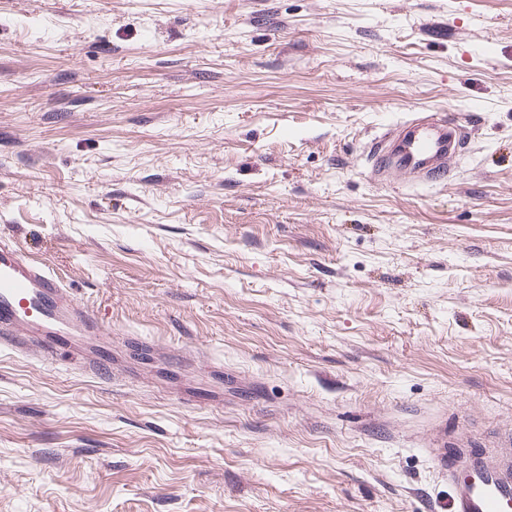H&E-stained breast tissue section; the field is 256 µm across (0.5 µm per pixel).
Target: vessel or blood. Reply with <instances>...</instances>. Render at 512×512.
<instances>
[{
  "label": "vessel or blood",
  "mask_w": 512,
  "mask_h": 512,
  "mask_svg": "<svg viewBox=\"0 0 512 512\" xmlns=\"http://www.w3.org/2000/svg\"><path fill=\"white\" fill-rule=\"evenodd\" d=\"M461 145L453 120H412L400 134H385L371 155V170L380 177L395 163L436 182ZM67 324L104 333L95 313L74 299L44 259L0 235V339L18 349L36 343L51 359L67 341ZM430 457L451 487L448 512H512V430L453 453L434 448Z\"/></svg>",
  "instance_id": "b4317fda"
}]
</instances>
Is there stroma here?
Listing matches in <instances>:
<instances>
[{
    "label": "stroma",
    "mask_w": 512,
    "mask_h": 512,
    "mask_svg": "<svg viewBox=\"0 0 512 512\" xmlns=\"http://www.w3.org/2000/svg\"><path fill=\"white\" fill-rule=\"evenodd\" d=\"M1 231L105 333L0 344V512H432L512 429V0H0ZM400 129L401 133L395 137ZM461 145L460 131L450 118L404 122L393 134L390 130L385 134L383 145L371 155V170L374 176L381 177L395 160L404 169L422 173L432 182L440 181L448 169V159Z\"/></svg>",
    "instance_id": "1"
}]
</instances>
